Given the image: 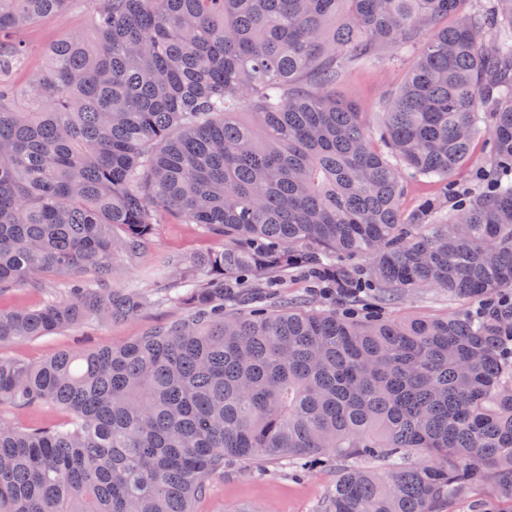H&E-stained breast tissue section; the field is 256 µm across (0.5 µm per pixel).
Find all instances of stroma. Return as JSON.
Masks as SVG:
<instances>
[{"label":"stroma","mask_w":512,"mask_h":512,"mask_svg":"<svg viewBox=\"0 0 512 512\" xmlns=\"http://www.w3.org/2000/svg\"><path fill=\"white\" fill-rule=\"evenodd\" d=\"M65 32L90 35L87 0H69L62 14L46 18L22 32L30 53L25 68L14 77L17 87H25L30 82L42 66L45 47ZM408 68L409 63L404 60L352 69L337 84L336 95L359 105L367 114L370 130H377L382 119L381 105L398 91ZM223 246V238L205 234L197 225L166 218L154 226L137 255L117 261L112 274V287L135 284L152 295L149 306L128 319L112 322L92 319L74 329L24 342L2 343L0 357L39 363L62 350L119 347L155 328L182 320L188 315L185 307L161 300L164 283L157 277L158 269L172 260L191 263L198 254ZM64 288L62 278L45 273L37 283L0 289V308L41 307L56 301ZM468 308V302L449 299L447 292L441 289L421 288L386 302L385 315L391 319H433ZM68 417L65 410L48 405L0 407V418L19 428L58 425ZM342 465V460L325 455L304 468L289 467L265 457L246 463L233 461L225 464L222 472L209 477V489L195 502L194 512H313L316 503L325 499L333 488Z\"/></svg>","instance_id":"35a3bbf8"}]
</instances>
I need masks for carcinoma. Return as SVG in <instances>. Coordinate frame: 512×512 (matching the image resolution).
I'll return each mask as SVG.
<instances>
[{
    "mask_svg": "<svg viewBox=\"0 0 512 512\" xmlns=\"http://www.w3.org/2000/svg\"><path fill=\"white\" fill-rule=\"evenodd\" d=\"M90 0L23 91L16 33L68 0H0V287L52 272L58 302L0 310V343L124 319L111 288L164 217L224 248L164 269L187 318L118 348L0 358V512H192L230 459L338 470L317 512H444L474 482L512 512V0ZM413 59L375 142L336 97L353 66ZM489 148L487 183L448 196ZM443 186L406 214L412 181ZM367 264L387 293L480 303L439 319L353 320L266 296L288 272L344 299ZM91 271L93 278L81 273ZM19 428L44 425H59L69 418V413L59 407L48 405H4L0 407V418Z\"/></svg>",
    "mask_w": 512,
    "mask_h": 512,
    "instance_id": "1",
    "label": "carcinoma"
}]
</instances>
